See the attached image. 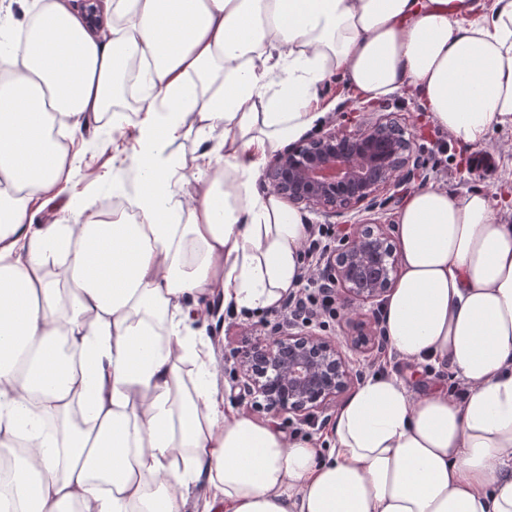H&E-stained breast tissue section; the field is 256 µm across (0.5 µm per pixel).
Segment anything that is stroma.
<instances>
[{
  "mask_svg": "<svg viewBox=\"0 0 512 512\" xmlns=\"http://www.w3.org/2000/svg\"><path fill=\"white\" fill-rule=\"evenodd\" d=\"M332 110L321 124V131H357L365 122L389 114L408 127L416 139V147L423 166L414 180L415 185L434 184L448 191L465 195L475 190L499 194L512 191V125L494 129L480 145V152L489 154L494 163L490 173L469 171V148L453 141L439 143L436 126L422 111L417 96L402 91L378 103L364 102L346 88L343 82L330 80L321 92ZM122 130L112 128L111 115L88 118L82 133L69 145L72 158V186L75 190H88L97 204H104L114 195H121L127 209H134L139 191L136 172L130 168L124 155L130 152L141 118L136 107L124 112ZM279 320L275 311L259 315L226 311L220 297H213L199 310L198 318L191 322L193 331L206 336L221 366L218 385L227 401L236 411L249 415L260 423L275 422L284 434L315 437L323 434V427H309L303 421L290 419L256 406L252 400L238 396L232 377L233 356L256 339L273 334Z\"/></svg>",
  "mask_w": 512,
  "mask_h": 512,
  "instance_id": "35a3bbf8",
  "label": "stroma"
}]
</instances>
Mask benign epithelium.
<instances>
[{
    "instance_id": "benign-epithelium-1",
    "label": "benign epithelium",
    "mask_w": 512,
    "mask_h": 512,
    "mask_svg": "<svg viewBox=\"0 0 512 512\" xmlns=\"http://www.w3.org/2000/svg\"><path fill=\"white\" fill-rule=\"evenodd\" d=\"M85 25L103 28L101 0H77ZM393 121L380 118L353 134L329 131L276 155L263 178L271 191L293 205H304L326 218L377 203V195L410 181L420 165L414 138L390 135ZM397 273L395 249L383 225H364L344 238L323 273L325 288L343 307L353 309L383 299ZM350 350L366 354L378 347L376 317L354 323ZM352 357L335 340L305 325L264 337L238 352L233 366L240 395L262 398L268 409L316 419L329 401L359 378Z\"/></svg>"
}]
</instances>
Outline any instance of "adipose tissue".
<instances>
[{
  "mask_svg": "<svg viewBox=\"0 0 512 512\" xmlns=\"http://www.w3.org/2000/svg\"><path fill=\"white\" fill-rule=\"evenodd\" d=\"M91 38L38 0L0 42V512H182L206 480L222 512H512V224L489 193L424 185L397 216L384 328L410 362L446 363L462 395L364 379L326 447L226 403L188 301L263 312L299 288L306 218L257 192L264 163L321 124L338 77L374 101L409 88L451 140L512 124V0H110ZM139 60L137 217L71 198L58 141L104 114ZM212 141L200 191L168 147ZM65 197L60 196L32 213V224H66Z\"/></svg>",
  "mask_w": 512,
  "mask_h": 512,
  "instance_id": "obj_1",
  "label": "adipose tissue"
}]
</instances>
